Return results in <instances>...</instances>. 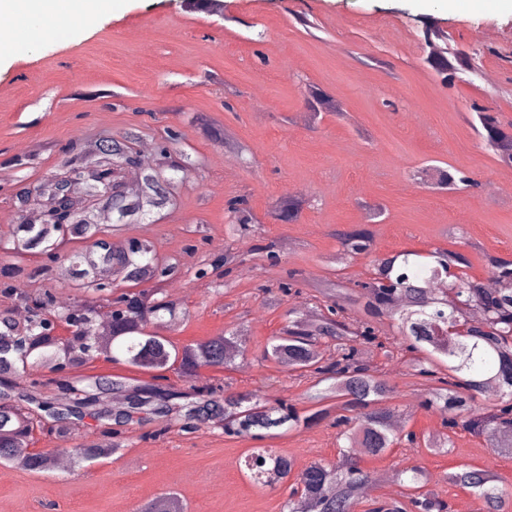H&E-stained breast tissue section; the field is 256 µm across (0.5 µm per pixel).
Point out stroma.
I'll use <instances>...</instances> for the list:
<instances>
[{
  "instance_id": "1",
  "label": "stroma",
  "mask_w": 512,
  "mask_h": 512,
  "mask_svg": "<svg viewBox=\"0 0 512 512\" xmlns=\"http://www.w3.org/2000/svg\"><path fill=\"white\" fill-rule=\"evenodd\" d=\"M316 21L306 31L299 17ZM435 18L465 52L483 50L480 75L443 84L427 66L423 17ZM325 90L341 112H309V86ZM512 123V0H224L223 16L186 9L181 0H120L93 31L30 48L0 49V249L17 223L16 183L37 180L59 163L64 148L132 127L158 143L179 132L177 150L197 170L182 178L177 204L143 223L122 227L120 240H149L159 257L180 264L165 290L188 312L161 333L186 345L231 331L243 335L244 355L227 369H200L198 381L234 391L286 398L312 412L309 378L267 361L264 352L288 311L315 307L316 286L331 279L341 250L338 232L359 226L373 235L370 255L341 266L348 284L369 277L374 257L439 248L462 252L469 274L484 278L487 257L512 260V167L501 163L471 123L473 105ZM455 168L474 189L438 188L439 173ZM286 195L304 205L296 221L272 211ZM245 197L249 232L233 231L227 203ZM378 216H370V209ZM235 253L231 274L198 280L202 261ZM30 293L53 288L58 305L80 295L60 280V264L32 252L17 260ZM295 276V301L275 303L279 280ZM390 323L367 356L387 375L418 437L443 433V418L425 408L428 387L408 357L386 356ZM125 448L64 472L11 469L0 480V512H135L155 496L178 495L186 512H282L286 486L262 489L241 472L253 446L310 462H336V430L322 422L253 442L205 424L182 431L171 421L157 437L144 426L125 428ZM87 418L65 437L41 424L31 452L70 454L102 440ZM449 452L396 445L362 467L377 479L375 495L398 496L391 478L420 466L430 489L460 512L467 490L448 481L469 465L512 480V455L457 430Z\"/></svg>"
}]
</instances>
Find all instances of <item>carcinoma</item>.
Here are the masks:
<instances>
[{"label": "carcinoma", "instance_id": "cac0c4a2", "mask_svg": "<svg viewBox=\"0 0 512 512\" xmlns=\"http://www.w3.org/2000/svg\"><path fill=\"white\" fill-rule=\"evenodd\" d=\"M471 58L457 50L447 60L430 57L426 62L448 85L467 72ZM472 110L484 139L507 149L512 123L503 124L494 111L478 104ZM139 138L137 129L120 139L109 138L107 149L95 158L86 144H71L53 172L35 182L21 180L14 194L20 223L12 228L13 252L38 249L52 263L68 262L70 287L84 290L85 295L68 308L59 307L51 290L34 298L20 285V269L0 266V292L28 308L22 322L0 310L1 464L15 459L16 448L28 440L37 418L54 423L61 437L72 421L87 416L102 426L112 425V437L73 450V466L78 468L116 454L122 427L134 421L163 425L176 414L187 432L211 421L229 436L263 439L276 429L308 427L329 418L345 440L336 463L315 461L297 471L292 457L273 448H252L241 469L264 487L291 482L283 512H356L358 486L370 475L353 449L376 457L404 441L418 444L414 433L401 435L391 429L395 410L381 402L395 393L394 386L363 358L364 347L377 343L378 325L385 319L396 328L394 347L412 354L411 369L430 385L431 398L425 406L444 414L448 432L424 439L425 447L435 451L453 447L451 433L462 428L484 437L489 447L512 454V288L501 287L512 278V262L498 257L487 258L488 277L475 278L457 252L436 248L425 260L415 251L379 256L373 260L371 277L356 284L355 297L347 300L338 295L314 321L300 309L289 311L286 329L273 339L265 358L312 379L308 400L317 410L310 415H300L284 398L271 402L252 392L198 384L200 367L227 368L234 363L240 353L237 337L230 333L177 346L151 333L154 325L186 316L162 288L163 278L173 274L178 263L159 259L147 240L122 250L111 242V233L120 225L140 223L174 204L177 180L169 172L187 175L196 169L189 154L172 156V135L158 145L156 161L143 163L135 149ZM132 167L142 173L135 194L124 183L125 171ZM70 180L81 182L85 197L66 195ZM301 206L294 196L283 198L278 220L295 221ZM227 210L239 229L247 230L252 223L247 200L235 197ZM105 212L112 217L110 228L99 222ZM338 237L345 255L370 251L371 233L365 228L340 232ZM70 241L81 246L63 250ZM233 260L228 253L205 262L195 275L208 278ZM103 269L128 284V290L115 298L123 311L112 318L107 341L95 329L96 303L102 294L112 292V282L101 278ZM440 279L448 281V287L435 292L432 285ZM54 318L64 321L68 336L45 333L44 323ZM322 342L334 351L321 353ZM100 356L147 373L174 367L187 387L164 390L154 384L135 385L122 376L62 378L56 381L58 394L52 397L43 394L42 383L31 379L42 365L54 371L61 366L77 371ZM490 386L494 401L479 403ZM111 393L124 394V410L112 412L107 404ZM406 473L405 500L376 499L366 512H448V502L427 489L430 478L422 468L398 471L400 476ZM449 480L480 496L486 512H504L512 501V485L488 469L465 467L451 473ZM327 485L333 487L328 495L323 493Z\"/></svg>", "mask_w": 512, "mask_h": 512}]
</instances>
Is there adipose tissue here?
<instances>
[{
  "mask_svg": "<svg viewBox=\"0 0 512 512\" xmlns=\"http://www.w3.org/2000/svg\"><path fill=\"white\" fill-rule=\"evenodd\" d=\"M113 0H0V15L12 17L16 27L0 30V45L17 43L21 34L42 35L46 17L65 20L67 33L92 30L110 13Z\"/></svg>",
  "mask_w": 512,
  "mask_h": 512,
  "instance_id": "ef3b65f1",
  "label": "adipose tissue"
}]
</instances>
